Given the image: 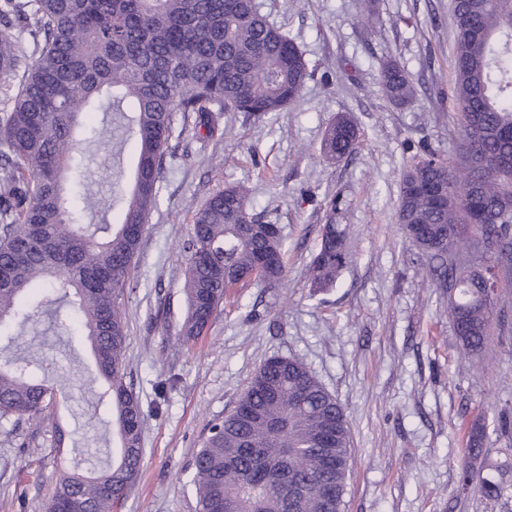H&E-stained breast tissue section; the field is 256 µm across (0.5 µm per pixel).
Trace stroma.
Instances as JSON below:
<instances>
[{"mask_svg":"<svg viewBox=\"0 0 512 512\" xmlns=\"http://www.w3.org/2000/svg\"><path fill=\"white\" fill-rule=\"evenodd\" d=\"M302 51L311 71L283 112L224 115V135H196L194 114L172 116L159 196L131 268L124 302L127 383L147 416L141 473L114 512H197L192 459L210 425L230 413L255 372L295 356L342 404L351 437L344 512H512L459 482L467 428L485 421L481 466L512 465L497 432L512 415V334L483 355L459 358L448 298L430 288L425 261L396 224L399 177L418 142L443 158L459 152L453 98L451 0H257ZM411 76L417 93L398 106L380 91L382 64ZM350 115L360 132L342 162L320 151L326 128ZM112 133L87 148L92 223L114 224L135 176L133 141L113 153ZM243 184L262 223L282 229L287 272L271 288L235 289L191 350H179L185 314L182 243L215 191ZM340 197L353 257L336 288L314 292L308 267ZM27 344L54 360L51 417L0 419V512H45L75 455L103 457L116 444L112 416L89 391L90 344L42 317Z\"/></svg>","mask_w":512,"mask_h":512,"instance_id":"obj_1","label":"stroma"}]
</instances>
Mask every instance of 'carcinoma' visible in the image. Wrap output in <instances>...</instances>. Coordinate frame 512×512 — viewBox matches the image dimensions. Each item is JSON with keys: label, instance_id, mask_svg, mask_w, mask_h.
<instances>
[{"label": "carcinoma", "instance_id": "obj_1", "mask_svg": "<svg viewBox=\"0 0 512 512\" xmlns=\"http://www.w3.org/2000/svg\"><path fill=\"white\" fill-rule=\"evenodd\" d=\"M454 87L460 152L455 165L423 145L400 176L396 223L404 238L429 230L418 248L427 278L448 293V317L459 354L478 355L505 324L498 293L482 288L475 269L458 263L471 237L488 243L497 281H512V0H452ZM22 21L34 43L31 64L0 113V328L18 326L30 311L73 297L90 342L99 401L112 411L118 449L91 471L76 461L57 478L47 512L64 495L88 512H112L143 463L146 421L125 382L127 333L122 303L145 226L157 205L172 115L195 114L205 137L224 134L225 112H283L310 76L294 41L254 10L252 0H0V71L22 63L11 33ZM384 96L410 103L416 88L396 63L381 68ZM127 104V132L136 147L132 190L118 224H83L65 181L87 186L74 161L105 133L102 101ZM360 135L342 115L325 131L321 153L336 162ZM248 190L230 186L196 211L184 243L187 315L179 336L189 346L221 311L231 273L258 270L254 283L284 279L285 243L276 224H260ZM340 199L327 203L328 223L309 265L311 287L336 286L353 250L336 223ZM54 362L32 353L0 359V417L40 420L49 408L46 382ZM486 426L471 424L460 474L498 501L512 490L502 478L474 472L484 454ZM343 406L296 357H272L254 374L234 410L213 424L193 459L199 512H342L351 468Z\"/></svg>", "mask_w": 512, "mask_h": 512}]
</instances>
